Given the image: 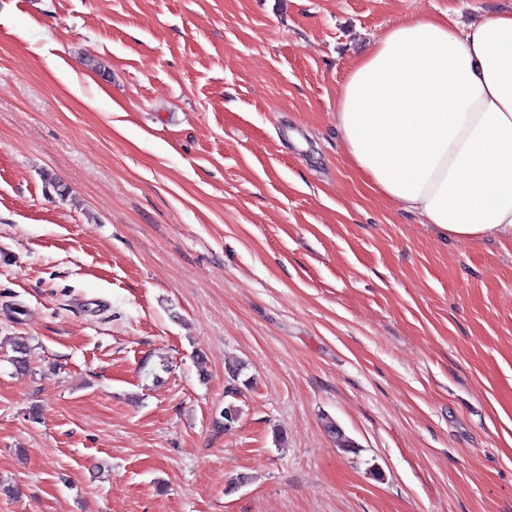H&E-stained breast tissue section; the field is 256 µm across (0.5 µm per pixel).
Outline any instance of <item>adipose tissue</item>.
<instances>
[{
  "label": "adipose tissue",
  "mask_w": 512,
  "mask_h": 512,
  "mask_svg": "<svg viewBox=\"0 0 512 512\" xmlns=\"http://www.w3.org/2000/svg\"><path fill=\"white\" fill-rule=\"evenodd\" d=\"M352 171L451 239L512 237V10L388 27L336 96Z\"/></svg>",
  "instance_id": "adipose-tissue-1"
}]
</instances>
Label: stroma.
Masks as SVG:
<instances>
[{
	"label": "stroma",
	"mask_w": 512,
	"mask_h": 512,
	"mask_svg": "<svg viewBox=\"0 0 512 512\" xmlns=\"http://www.w3.org/2000/svg\"><path fill=\"white\" fill-rule=\"evenodd\" d=\"M500 9L0 0V512H512V238L336 126L387 27Z\"/></svg>",
	"instance_id": "obj_1"
}]
</instances>
